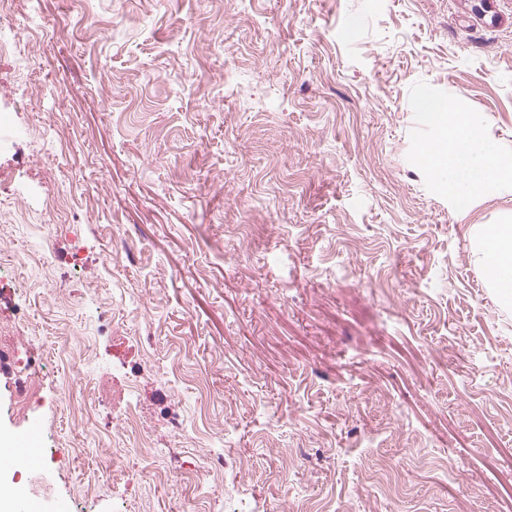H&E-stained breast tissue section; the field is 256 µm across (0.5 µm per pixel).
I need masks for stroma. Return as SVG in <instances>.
<instances>
[{"instance_id":"obj_1","label":"stroma","mask_w":512,"mask_h":512,"mask_svg":"<svg viewBox=\"0 0 512 512\" xmlns=\"http://www.w3.org/2000/svg\"><path fill=\"white\" fill-rule=\"evenodd\" d=\"M5 41L0 336L46 372L25 416L0 374V439L41 423L0 484L41 512H512V306L471 261L512 195L458 214L415 158L423 86L512 146V0H12ZM101 372L140 413L120 486ZM34 427L28 428L16 435L14 448L7 455L5 463L13 470L30 468L39 462V454L35 443Z\"/></svg>"}]
</instances>
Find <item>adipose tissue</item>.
Instances as JSON below:
<instances>
[{"mask_svg": "<svg viewBox=\"0 0 512 512\" xmlns=\"http://www.w3.org/2000/svg\"><path fill=\"white\" fill-rule=\"evenodd\" d=\"M416 110L433 132L419 142L418 160L459 213L488 195L512 192V148L490 136L472 113L427 89L418 92ZM473 259L497 300L512 303V212L481 225Z\"/></svg>", "mask_w": 512, "mask_h": 512, "instance_id": "1", "label": "adipose tissue"}]
</instances>
